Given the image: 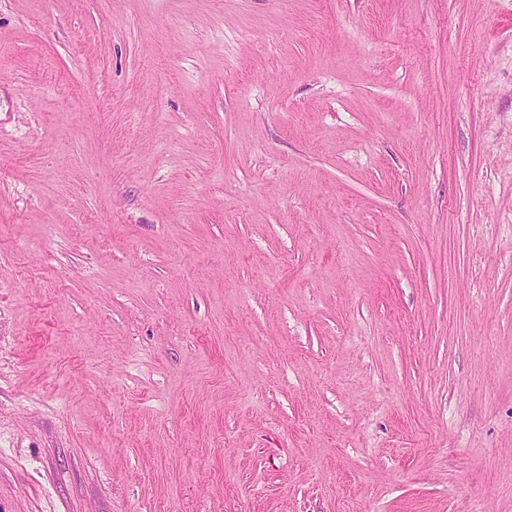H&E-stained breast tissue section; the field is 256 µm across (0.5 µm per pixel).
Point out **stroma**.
Listing matches in <instances>:
<instances>
[{"mask_svg": "<svg viewBox=\"0 0 512 512\" xmlns=\"http://www.w3.org/2000/svg\"><path fill=\"white\" fill-rule=\"evenodd\" d=\"M0 512H512V0H0Z\"/></svg>", "mask_w": 512, "mask_h": 512, "instance_id": "35a3bbf8", "label": "stroma"}]
</instances>
